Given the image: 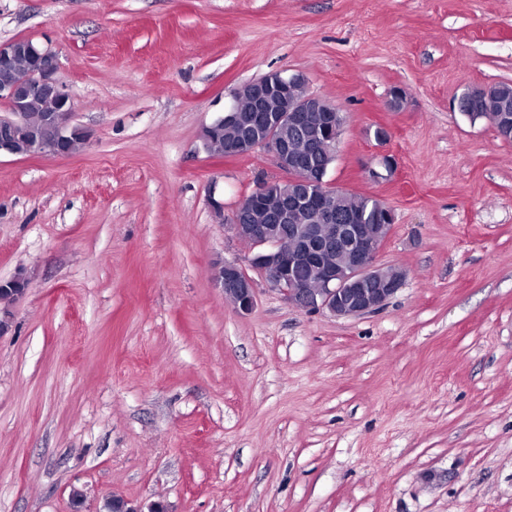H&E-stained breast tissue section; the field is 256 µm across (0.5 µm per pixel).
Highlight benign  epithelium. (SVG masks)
<instances>
[{
    "mask_svg": "<svg viewBox=\"0 0 512 512\" xmlns=\"http://www.w3.org/2000/svg\"><path fill=\"white\" fill-rule=\"evenodd\" d=\"M11 66L18 68L19 74L0 84V99L11 109L7 125L0 124V130L28 134L32 154H71L86 133L72 124L69 94L56 77V55L30 39H14L0 44V67ZM303 82V75L286 70L247 82L236 89L224 114L202 130L206 149L220 136L222 123L238 126V138L224 144L225 155L246 156L265 149L275 167L285 175L297 176L298 183L270 224L248 223L270 181L259 183L239 204L231 228L253 253L245 265L216 264L215 279L224 298L241 312L252 309L261 279L305 311L326 312L337 318L374 313L399 290L403 272L378 265L389 237L382 233L387 225L336 223L331 202L335 187L323 172L306 175L314 148L308 136V114L319 108L322 98L309 93L300 99L290 98L289 87ZM35 98L44 103L40 114L30 111ZM284 123L304 138L306 149L299 150L278 136ZM495 132L504 142L512 140V112L504 107L497 109ZM299 211L310 216V223H289Z\"/></svg>",
    "mask_w": 512,
    "mask_h": 512,
    "instance_id": "1",
    "label": "benign epithelium"
}]
</instances>
